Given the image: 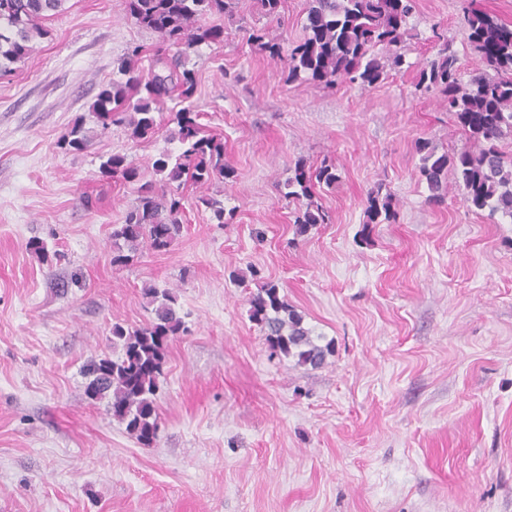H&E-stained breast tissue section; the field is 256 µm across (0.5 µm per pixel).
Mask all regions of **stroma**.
I'll list each match as a JSON object with an SVG mask.
<instances>
[{
  "mask_svg": "<svg viewBox=\"0 0 512 512\" xmlns=\"http://www.w3.org/2000/svg\"><path fill=\"white\" fill-rule=\"evenodd\" d=\"M461 5L417 0L401 72L318 89L244 33L263 27L289 46L308 0H284L280 25L239 0L241 24L186 63L233 170L208 193L235 219L187 199L167 252L116 265L113 225L155 181L154 158L180 144L168 124L143 141L98 125L101 85L157 37L124 0H66L35 54L0 77V512H512V219L471 210L454 185L431 203L415 150L420 138L441 153L466 143L415 89L434 23L454 38L462 78L480 69ZM79 117L87 148H62ZM114 154L138 183L101 174ZM324 161L337 181L316 200L330 221L295 237L288 180ZM377 185L393 216L370 224ZM255 269L333 341L324 367L269 348L249 319ZM148 286L175 293L190 331L169 344L147 447L87 397L84 370L120 355L113 322L150 318Z\"/></svg>",
  "mask_w": 512,
  "mask_h": 512,
  "instance_id": "obj_1",
  "label": "stroma"
}]
</instances>
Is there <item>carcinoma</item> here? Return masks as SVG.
<instances>
[{
    "instance_id": "carcinoma-1",
    "label": "carcinoma",
    "mask_w": 512,
    "mask_h": 512,
    "mask_svg": "<svg viewBox=\"0 0 512 512\" xmlns=\"http://www.w3.org/2000/svg\"><path fill=\"white\" fill-rule=\"evenodd\" d=\"M65 0H0V75L12 72V65L27 58L32 42L45 34L43 22L62 11ZM414 0H309L305 35L286 56L280 46L266 39L261 30H251L250 42L288 68V80L304 77L316 88L357 84L372 87L399 72L404 54L398 51L409 36L408 22ZM127 14L139 26L157 34L161 46L155 49L148 74L138 70L144 48L135 45L118 66L125 80L101 86L92 112L99 123L124 125L135 140L152 137L159 128L155 114L168 99L191 101L194 72L185 58L203 43H218L224 37V18L233 17L231 0H125ZM467 45L477 53L483 71L469 81L461 79L458 51L447 39L437 58L420 71L417 87L437 93L441 104L455 114L469 145L450 155L439 154L428 142H416L422 154L420 173L431 191L430 201L441 204L448 195V170L462 187L463 201L476 211H489L512 218V153L501 143L512 139V25L485 9L470 6L463 15ZM177 47L166 54L163 46ZM199 113L183 107L172 114L181 153L176 159L161 154L153 163L159 185H141L122 223L112 229L116 246L112 263L125 264L141 247L167 251L183 224L184 190L202 189L222 182L232 171L224 164V142L202 132ZM73 150L87 145L83 119L76 120L62 141ZM112 178L132 182L138 168L121 155L101 164ZM333 167L323 163L308 172L299 166L288 182V197L305 199V208L295 217V234L304 236L328 220L314 202L315 185L336 182ZM390 194L382 187L367 194V223L380 215L390 217ZM198 201L209 208L219 224H228L234 213L224 214V205L203 195ZM144 295L153 317L134 329L112 323L113 342L121 345L116 359L91 362L86 368L90 380L86 393L92 400H108L112 417L125 424L136 440L151 445L158 435L156 392L163 373L168 341L184 335L188 326L177 307V298L167 289L149 287ZM251 320L264 332L269 347L300 366L322 367L331 354V343L313 337L303 317L280 295L279 285L266 281L249 298Z\"/></svg>"
}]
</instances>
